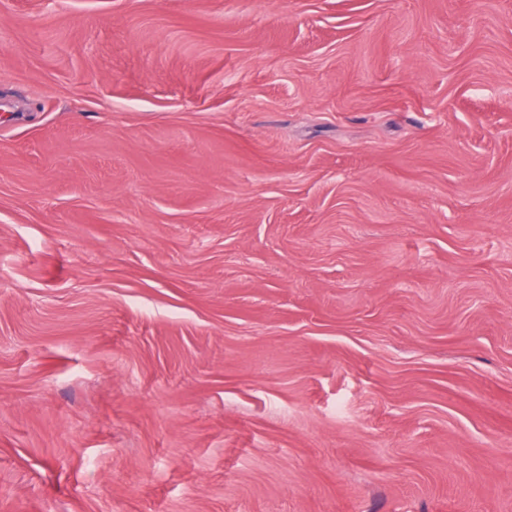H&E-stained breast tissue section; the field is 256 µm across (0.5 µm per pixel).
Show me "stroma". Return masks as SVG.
I'll use <instances>...</instances> for the list:
<instances>
[{
  "label": "stroma",
  "mask_w": 512,
  "mask_h": 512,
  "mask_svg": "<svg viewBox=\"0 0 512 512\" xmlns=\"http://www.w3.org/2000/svg\"><path fill=\"white\" fill-rule=\"evenodd\" d=\"M0 512H512V0H0Z\"/></svg>",
  "instance_id": "1"
}]
</instances>
